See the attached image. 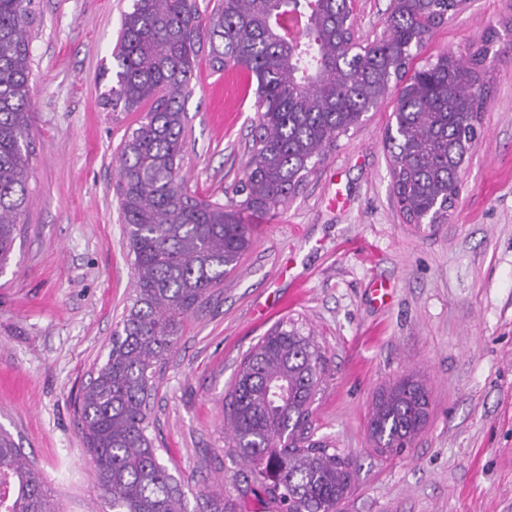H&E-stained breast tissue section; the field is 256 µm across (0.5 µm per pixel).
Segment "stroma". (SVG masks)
Segmentation results:
<instances>
[{"instance_id":"stroma-1","label":"stroma","mask_w":512,"mask_h":512,"mask_svg":"<svg viewBox=\"0 0 512 512\" xmlns=\"http://www.w3.org/2000/svg\"><path fill=\"white\" fill-rule=\"evenodd\" d=\"M33 156L25 223L0 269V431L35 462L63 512H108L73 399L132 294L116 151L136 112L101 104L129 0H36ZM390 0H355L359 40L384 30ZM512 0H464L413 61L480 44L493 30L491 98L446 223L411 224L392 194L385 148L394 98L342 136L286 205L256 225L239 265L193 313L151 403L158 455L226 512H268L224 438V397L244 355L277 323L313 332L325 361L315 437L358 464L340 512H512ZM182 172L223 200L250 160L256 84L213 71L200 50ZM388 293L376 297L375 286ZM416 374L432 408L411 448L378 455L374 398Z\"/></svg>"}]
</instances>
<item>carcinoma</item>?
<instances>
[{
  "label": "carcinoma",
  "instance_id": "carcinoma-1",
  "mask_svg": "<svg viewBox=\"0 0 512 512\" xmlns=\"http://www.w3.org/2000/svg\"><path fill=\"white\" fill-rule=\"evenodd\" d=\"M463 0H393L384 36L357 43L344 0H131L112 53L103 106L141 113L118 146L117 195L133 269L132 297L75 400L98 486L112 512H186L183 486L158 458L149 400L187 318L252 245V227L295 195L339 138L397 90L386 133L393 196L413 224L448 220L459 171L480 136L492 58L484 44L409 71ZM33 0H0V269L10 261L29 196ZM256 78L251 156L220 203L181 173L183 100L196 57ZM324 356L312 334L278 323L244 356L224 405V434L249 465L269 512H338L356 464L314 438L311 406ZM426 387L403 375L378 393L370 438L384 455L409 447L428 415ZM0 512H59L45 480L0 436Z\"/></svg>",
  "mask_w": 512,
  "mask_h": 512
}]
</instances>
